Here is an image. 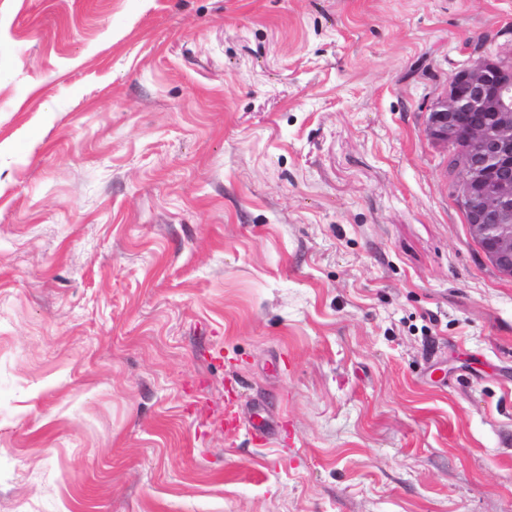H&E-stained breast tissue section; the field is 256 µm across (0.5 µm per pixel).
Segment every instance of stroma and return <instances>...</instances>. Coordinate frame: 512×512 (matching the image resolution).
Masks as SVG:
<instances>
[{"mask_svg": "<svg viewBox=\"0 0 512 512\" xmlns=\"http://www.w3.org/2000/svg\"><path fill=\"white\" fill-rule=\"evenodd\" d=\"M483 56L512 0H0V512H512ZM426 134L459 172L456 202L472 238L512 278V58L481 57L456 72Z\"/></svg>", "mask_w": 512, "mask_h": 512, "instance_id": "35a3bbf8", "label": "stroma"}]
</instances>
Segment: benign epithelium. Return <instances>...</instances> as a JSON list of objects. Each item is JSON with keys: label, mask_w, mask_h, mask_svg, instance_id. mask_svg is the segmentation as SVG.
I'll return each mask as SVG.
<instances>
[{"label": "benign epithelium", "mask_w": 512, "mask_h": 512, "mask_svg": "<svg viewBox=\"0 0 512 512\" xmlns=\"http://www.w3.org/2000/svg\"><path fill=\"white\" fill-rule=\"evenodd\" d=\"M426 134L459 172L456 202L472 238L512 278V58L481 57L456 72Z\"/></svg>", "instance_id": "1"}]
</instances>
